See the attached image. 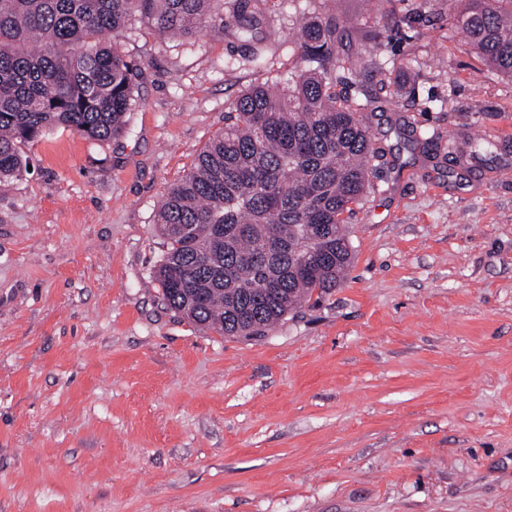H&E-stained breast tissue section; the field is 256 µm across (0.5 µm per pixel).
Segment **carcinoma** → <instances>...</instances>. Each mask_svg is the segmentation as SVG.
Masks as SVG:
<instances>
[{"instance_id": "carcinoma-1", "label": "carcinoma", "mask_w": 512, "mask_h": 512, "mask_svg": "<svg viewBox=\"0 0 512 512\" xmlns=\"http://www.w3.org/2000/svg\"><path fill=\"white\" fill-rule=\"evenodd\" d=\"M221 0H0V179L22 175L24 147L57 129L105 142L135 105L133 68L105 35L137 15L160 36L224 26ZM454 25L497 75L512 80V0H456ZM259 20L237 8L234 34ZM334 18L302 19L288 84L259 82L224 113V130L160 201L166 305L225 336L256 337L338 287L353 262L346 214L367 192L372 101L336 52Z\"/></svg>"}]
</instances>
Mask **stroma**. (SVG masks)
Instances as JSON below:
<instances>
[{"instance_id":"1","label":"stroma","mask_w":512,"mask_h":512,"mask_svg":"<svg viewBox=\"0 0 512 512\" xmlns=\"http://www.w3.org/2000/svg\"><path fill=\"white\" fill-rule=\"evenodd\" d=\"M134 22L125 131L0 180V512H512V80L450 0H252L258 39ZM336 18L385 156L343 283L259 338L170 310L155 204L298 16ZM481 162L452 148L472 132Z\"/></svg>"}]
</instances>
